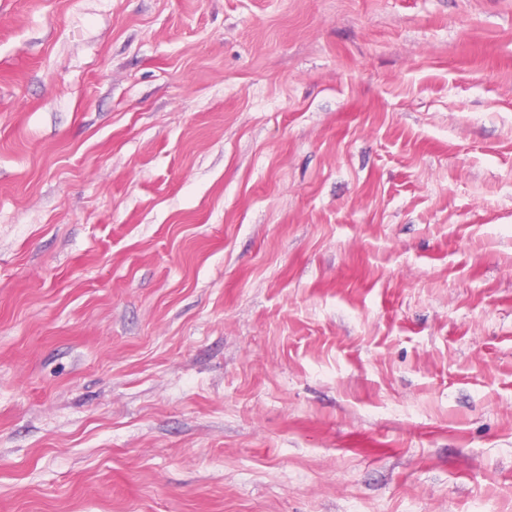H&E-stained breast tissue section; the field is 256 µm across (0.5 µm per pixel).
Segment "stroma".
Segmentation results:
<instances>
[{"label":"stroma","mask_w":512,"mask_h":512,"mask_svg":"<svg viewBox=\"0 0 512 512\" xmlns=\"http://www.w3.org/2000/svg\"><path fill=\"white\" fill-rule=\"evenodd\" d=\"M0 512H512V0H0Z\"/></svg>","instance_id":"obj_1"}]
</instances>
